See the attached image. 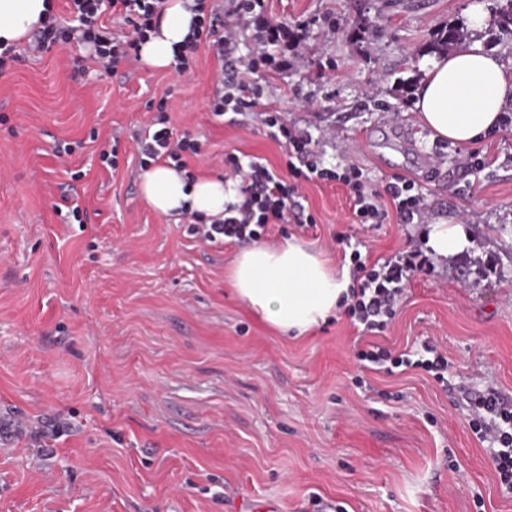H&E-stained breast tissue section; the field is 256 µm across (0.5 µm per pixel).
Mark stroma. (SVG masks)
Wrapping results in <instances>:
<instances>
[{"instance_id":"35a3bbf8","label":"stroma","mask_w":512,"mask_h":512,"mask_svg":"<svg viewBox=\"0 0 512 512\" xmlns=\"http://www.w3.org/2000/svg\"><path fill=\"white\" fill-rule=\"evenodd\" d=\"M476 5L493 0H268L298 40L287 69L257 74L246 130L209 109L207 41L185 77L106 71L75 41L18 44L0 74V512H512L493 442L470 427L479 396L512 403V108L476 159L413 111L436 32ZM162 99L174 136L201 145L196 177L222 176L228 153L285 173L263 124L276 110L326 167L353 162L377 187L406 177L425 199L422 223L365 227L346 186L311 182L316 226L285 224L271 244L297 238L338 268L340 235L373 260L425 249L436 223L463 225L471 246L431 259L381 334L340 313L282 337L232 291L238 245H208L143 198L132 136ZM427 342L448 356L446 383L356 357ZM51 423L36 447L30 430Z\"/></svg>"}]
</instances>
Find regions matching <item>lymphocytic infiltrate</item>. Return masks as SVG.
<instances>
[{
    "instance_id": "lymphocytic-infiltrate-1",
    "label": "lymphocytic infiltrate",
    "mask_w": 512,
    "mask_h": 512,
    "mask_svg": "<svg viewBox=\"0 0 512 512\" xmlns=\"http://www.w3.org/2000/svg\"><path fill=\"white\" fill-rule=\"evenodd\" d=\"M74 16V27H58L55 17H48L42 28L34 31L32 51L43 53L58 44L71 40L88 44L91 56L105 68L114 69L126 60L139 57L163 12L165 0H66ZM112 9L123 17L131 33L118 39L105 30L102 14ZM198 19L183 51L175 56L177 76L189 75L193 58L190 54L197 41L209 40L227 69L219 73L215 96L210 110L216 116H229L236 126H245L246 117L260 96L254 76L261 68L274 65L269 51L276 44L273 26H258L266 11V0H227L224 10L207 8L205 0H194ZM252 35L254 49L245 56L236 55L241 38ZM166 101H159L155 128H144L134 139L141 154L140 165L150 168L157 163L174 164L176 169L189 167L190 158L199 155V145L190 136L174 137L166 127ZM265 124L273 138H284L290 160L287 176H280L262 163L242 164L239 157L225 155L224 166L229 179L235 180L239 193L236 204L225 207L223 217L210 221L189 212L185 218L191 235L201 241L216 244L259 242L267 240L274 225L288 223L294 216L305 183L314 180L339 181L352 193V215L357 224H381L389 211H396L403 223L424 219L426 205L422 193L416 192L413 181L398 178L384 189L374 188L361 168L347 163L334 168L325 167L311 148L313 137L308 130L283 122L279 114L267 116ZM352 302L348 315L362 324L367 332L381 333L394 317L395 306L407 284L426 269L429 260L422 252H400L393 257L366 263L360 252H353ZM425 355L411 359L408 353L392 355L379 348L360 352V360L373 364L384 361L392 367H407L425 371L436 381H444L448 358L436 346L425 345ZM470 426L482 438L497 442L494 466L502 486L512 489V405L497 398L481 400L472 412Z\"/></svg>"
}]
</instances>
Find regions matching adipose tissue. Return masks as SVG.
Wrapping results in <instances>:
<instances>
[{"label": "adipose tissue", "instance_id": "obj_1", "mask_svg": "<svg viewBox=\"0 0 512 512\" xmlns=\"http://www.w3.org/2000/svg\"><path fill=\"white\" fill-rule=\"evenodd\" d=\"M192 0H166L155 34L141 47L142 61L168 68L188 38ZM51 0H0V44H16L40 27ZM512 106V59L473 44L434 57L425 67L413 110L433 137L467 146L498 130ZM148 204L165 215L191 211L220 218L237 203L236 184L221 178L187 180L184 172L158 164L143 178ZM236 296L283 335L301 337L325 323L350 296V277L335 272L321 253L288 240L240 252L228 273Z\"/></svg>", "mask_w": 512, "mask_h": 512}]
</instances>
